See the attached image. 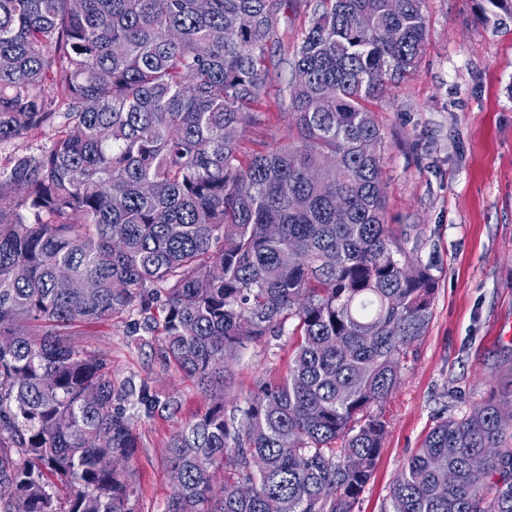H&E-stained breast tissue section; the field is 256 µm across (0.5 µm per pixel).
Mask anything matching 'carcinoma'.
Listing matches in <instances>:
<instances>
[{
  "label": "carcinoma",
  "instance_id": "cac0c4a2",
  "mask_svg": "<svg viewBox=\"0 0 512 512\" xmlns=\"http://www.w3.org/2000/svg\"><path fill=\"white\" fill-rule=\"evenodd\" d=\"M426 2L311 0L287 60L305 80L282 89L292 135L248 152L290 0H0V142L59 121L0 175V512H139L117 468L139 448L129 410L180 404L72 341L116 316L137 341L162 330L160 363L209 400L167 446L182 477L163 512H354L432 316L433 266L406 271L417 225L386 219L370 108L415 71ZM478 8L512 19V0ZM288 323V375L226 415L228 363ZM499 404L429 432L392 512H512Z\"/></svg>",
  "mask_w": 512,
  "mask_h": 512
}]
</instances>
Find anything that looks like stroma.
<instances>
[{
  "instance_id": "1",
  "label": "stroma",
  "mask_w": 512,
  "mask_h": 512,
  "mask_svg": "<svg viewBox=\"0 0 512 512\" xmlns=\"http://www.w3.org/2000/svg\"><path fill=\"white\" fill-rule=\"evenodd\" d=\"M477 3L428 0L416 71L372 106L386 142L387 220L419 225L415 257L433 264L437 289L384 405L386 433L354 512H390L403 464L440 419L492 396L512 399V22L493 28ZM290 77L286 66L270 73L249 143L287 135L281 89ZM75 342L108 355L114 381L144 379L180 402L174 417L134 418L139 510L162 512L174 490L167 444L204 412L205 398L162 368L153 343L128 336L124 318L81 325ZM293 352L285 336L242 350L225 380L226 408L245 406L261 380L286 376Z\"/></svg>"
}]
</instances>
